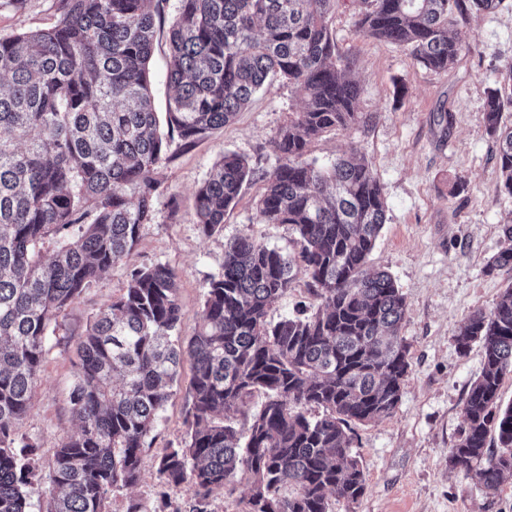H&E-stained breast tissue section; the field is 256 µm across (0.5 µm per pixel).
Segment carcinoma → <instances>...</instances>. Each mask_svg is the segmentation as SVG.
Wrapping results in <instances>:
<instances>
[{
    "instance_id": "1",
    "label": "carcinoma",
    "mask_w": 512,
    "mask_h": 512,
    "mask_svg": "<svg viewBox=\"0 0 512 512\" xmlns=\"http://www.w3.org/2000/svg\"><path fill=\"white\" fill-rule=\"evenodd\" d=\"M59 2L51 27L0 37V512H31L34 484L47 487L45 512H106L110 496L138 484L186 359L185 435L157 459L161 485L185 488L184 506L163 491L154 509L131 499L126 512H215L214 492L240 479L248 486L243 512H329L331 495L356 503L365 475L348 431L393 415L410 361L405 297L390 274L368 270L386 223L377 173L356 152L322 167L306 160L314 139L358 120L362 88L330 32L336 0H180L162 122L149 62L164 0ZM500 3L364 0L357 25L441 72L466 46L448 34L454 16ZM271 75L303 100L269 140L276 165L255 169L224 154L196 193L195 217L205 234L221 231L243 186L260 181L259 219L293 226L298 253L235 238L187 340L178 335L176 273L161 263L132 270L124 293L88 319L69 395L78 427L43 472L19 422L52 323L152 223L173 137L190 146L231 122ZM510 107L512 66L482 116L512 196V125L503 122ZM50 235L56 250L45 260L40 245ZM298 265L317 309L272 323L268 311ZM456 343L463 354L479 344L484 367L448 464L476 472L494 492L512 477V404L500 402L512 374L511 285L490 313L471 314ZM256 393L265 400L252 410ZM308 407L322 413L309 417Z\"/></svg>"
}]
</instances>
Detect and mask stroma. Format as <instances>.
<instances>
[{"instance_id":"35a3bbf8","label":"stroma","mask_w":512,"mask_h":512,"mask_svg":"<svg viewBox=\"0 0 512 512\" xmlns=\"http://www.w3.org/2000/svg\"><path fill=\"white\" fill-rule=\"evenodd\" d=\"M180 0H166L157 23L151 61L155 107L169 94L166 55L169 27ZM361 0H336L330 30L340 55L363 87L358 122L325 133L308 148V161L325 165L358 152L377 172L387 201L386 223L369 256L370 269L388 272L408 303L401 334L411 367L395 414L352 427V450L366 476L357 503L331 500V512H512V478L486 493L475 477L448 467L465 422V402L480 374V345L460 354L455 336L474 311H491L512 285V267L488 271L512 223V196L502 189L496 144L482 112L487 91L512 65V0L496 10L459 18L467 48L455 66L434 72L405 48L362 35L356 21ZM58 0H0V37L51 26ZM302 100L294 88L273 79L251 105L223 128L192 146L170 143L160 165L155 219L145 225L133 251L97 279L63 311L49 334V351L21 432L38 445L42 465L75 432L69 392L78 360L77 343L92 312L120 296L132 269L164 263L178 277L183 307L180 334L192 336L208 279L224 264L231 241L249 234L268 246L296 252V234L286 224L263 223L256 212L262 185H244L224 228L205 235L194 199L212 165L234 152L251 166L271 169L268 141L294 119ZM178 211H171V201ZM190 363H183L176 394L161 414L156 438L144 457L136 487L109 501L125 512L129 499L152 505L160 489L157 456L185 434V392Z\"/></svg>"}]
</instances>
